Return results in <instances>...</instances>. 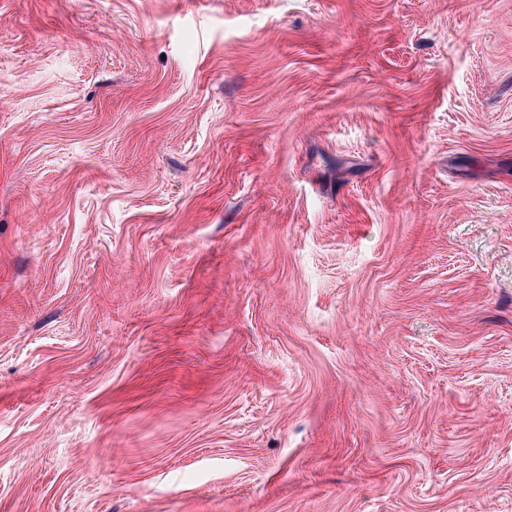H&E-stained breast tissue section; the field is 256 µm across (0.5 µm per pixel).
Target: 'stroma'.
<instances>
[{
  "instance_id": "35a3bbf8",
  "label": "stroma",
  "mask_w": 512,
  "mask_h": 512,
  "mask_svg": "<svg viewBox=\"0 0 512 512\" xmlns=\"http://www.w3.org/2000/svg\"><path fill=\"white\" fill-rule=\"evenodd\" d=\"M0 512H512V0H0Z\"/></svg>"
}]
</instances>
